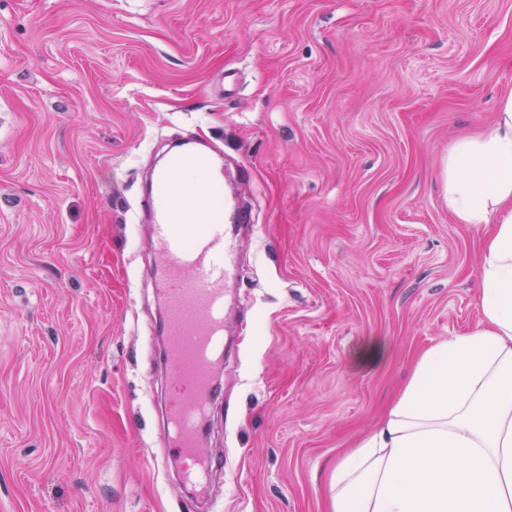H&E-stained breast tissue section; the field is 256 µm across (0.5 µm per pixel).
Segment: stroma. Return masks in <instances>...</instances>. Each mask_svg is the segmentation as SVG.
Returning a JSON list of instances; mask_svg holds the SVG:
<instances>
[{
    "label": "stroma",
    "instance_id": "1",
    "mask_svg": "<svg viewBox=\"0 0 512 512\" xmlns=\"http://www.w3.org/2000/svg\"><path fill=\"white\" fill-rule=\"evenodd\" d=\"M509 90L512 0H0V512H327L418 357L477 324L445 166ZM187 135L251 210L204 492L164 445L138 221Z\"/></svg>",
    "mask_w": 512,
    "mask_h": 512
}]
</instances>
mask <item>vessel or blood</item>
I'll list each match as a JSON object with an SVG mask.
<instances>
[{
	"label": "vessel or blood",
	"mask_w": 512,
	"mask_h": 512,
	"mask_svg": "<svg viewBox=\"0 0 512 512\" xmlns=\"http://www.w3.org/2000/svg\"><path fill=\"white\" fill-rule=\"evenodd\" d=\"M206 172L205 182H180L185 164ZM208 154L186 151L158 171L143 198L146 239L161 255L154 278L163 293L162 334L167 370L166 424L171 452L182 460L185 482L206 487L212 461L200 442L215 371L224 358V294L240 261L236 226L213 202L217 187Z\"/></svg>",
	"instance_id": "vessel-or-blood-1"
}]
</instances>
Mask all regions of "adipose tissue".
<instances>
[{"label":"adipose tissue","mask_w":512,"mask_h":512,"mask_svg":"<svg viewBox=\"0 0 512 512\" xmlns=\"http://www.w3.org/2000/svg\"><path fill=\"white\" fill-rule=\"evenodd\" d=\"M448 209L484 225L477 327L425 351L383 422L337 459L330 512H512V93L448 153Z\"/></svg>","instance_id":"ef3b65f1"}]
</instances>
